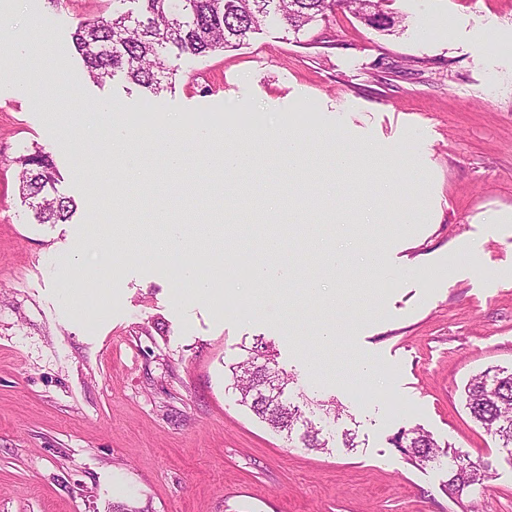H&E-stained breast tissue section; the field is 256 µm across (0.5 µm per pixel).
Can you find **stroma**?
Wrapping results in <instances>:
<instances>
[{
    "label": "stroma",
    "instance_id": "stroma-1",
    "mask_svg": "<svg viewBox=\"0 0 512 512\" xmlns=\"http://www.w3.org/2000/svg\"><path fill=\"white\" fill-rule=\"evenodd\" d=\"M393 34L336 9L301 36L279 23L247 45L184 57L172 91L153 95L124 75L89 80L71 48L85 19L112 0H0V19L27 31L31 48L0 49V512H463L446 470L414 466L389 439L421 427L439 443L492 466L468 493L479 512H512V464L464 406L463 387L487 369H512V0H391ZM51 23L33 26L32 15ZM65 46L53 60L44 39ZM24 71L32 91L14 79ZM112 103L141 130L170 119L186 129H250L266 155L276 128L340 127L371 144L383 175L331 171L313 149L306 195L273 164L240 175L233 205L200 170L186 194L164 165L146 185L113 183L111 151L97 144ZM50 153L58 195L74 199L67 223H35L22 203L13 160ZM325 205L344 224L237 226L267 195ZM414 206L401 227L380 201ZM124 231L157 240L144 212L162 205L193 216L219 210L209 242L236 249L217 297L195 294L177 263L111 265L100 240L117 203ZM284 244L280 264L320 278L333 299L292 302L287 286L255 289L251 255L268 233ZM474 243V259L459 255ZM379 245V270L353 259L330 268L324 247ZM109 269L111 287L98 271ZM336 338L319 344L325 322ZM272 343L293 402L335 400L336 429L358 446L312 453L239 405L224 372L257 338ZM374 363L373 387L355 367Z\"/></svg>",
    "mask_w": 512,
    "mask_h": 512
}]
</instances>
